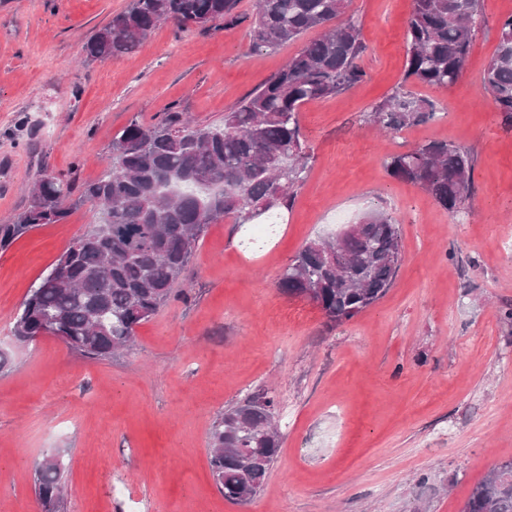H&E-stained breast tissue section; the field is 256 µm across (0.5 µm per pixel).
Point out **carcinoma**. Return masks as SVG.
Here are the masks:
<instances>
[{
	"label": "carcinoma",
	"instance_id": "cac0c4a2",
	"mask_svg": "<svg viewBox=\"0 0 512 512\" xmlns=\"http://www.w3.org/2000/svg\"><path fill=\"white\" fill-rule=\"evenodd\" d=\"M238 0H130L85 43V60L110 61L135 51L161 23L179 30L241 21ZM481 0H413L405 43V78L448 86L463 71ZM349 0H257L250 23L253 51L322 34L266 78L220 124H196L180 112L145 125L137 119L115 137L100 175L74 192L57 173L36 182L28 207L13 224H0V248L41 224H57L86 203L95 222L60 254L29 290L13 322L25 343L47 327L67 347L104 360L131 347L137 328L183 293L180 276L207 228L231 219L246 224L289 208L303 184L311 152L302 132L303 105L334 97L360 82L366 51L362 29L345 20ZM483 86L512 125V16L499 25ZM435 104L398 89L372 106L370 122L388 132L425 123ZM388 173L423 189L450 213L472 192L474 159L465 148L431 141L389 157ZM402 261L400 225L384 212L354 231L308 242L281 272L277 286L294 298L311 296L327 321L348 322L392 287ZM275 400L247 396L214 421L210 463L224 500L245 504L264 488L280 452ZM48 450L33 468L34 490L47 512H61L65 461ZM461 512H512V461L472 489Z\"/></svg>",
	"mask_w": 512,
	"mask_h": 512
}]
</instances>
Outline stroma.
I'll return each instance as SVG.
<instances>
[{
  "label": "stroma",
  "mask_w": 512,
  "mask_h": 512,
  "mask_svg": "<svg viewBox=\"0 0 512 512\" xmlns=\"http://www.w3.org/2000/svg\"><path fill=\"white\" fill-rule=\"evenodd\" d=\"M130 0H0V224L14 223L45 175L96 178L113 137L168 108L201 124L300 49L251 51L256 0L241 24L166 23L134 52L83 58L87 38ZM412 0H351L367 51L363 80L302 107L312 160L284 222L210 225L183 272L184 298L137 330L135 345L89 360L45 336L20 345L28 291L93 221L73 210L0 250V512H42L33 464L66 451L64 512H460L474 485L512 460V128L482 85L512 0H481L465 70L445 88L404 80ZM435 102V120L383 136L365 120L398 86ZM433 140L468 149L473 192L450 214L391 177L386 159ZM401 228L388 293L329 325L277 280L310 240L366 213ZM259 239L265 252L246 255ZM264 389L277 402V462L252 501L224 500L211 474L217 415Z\"/></svg>",
  "instance_id": "obj_1"
}]
</instances>
